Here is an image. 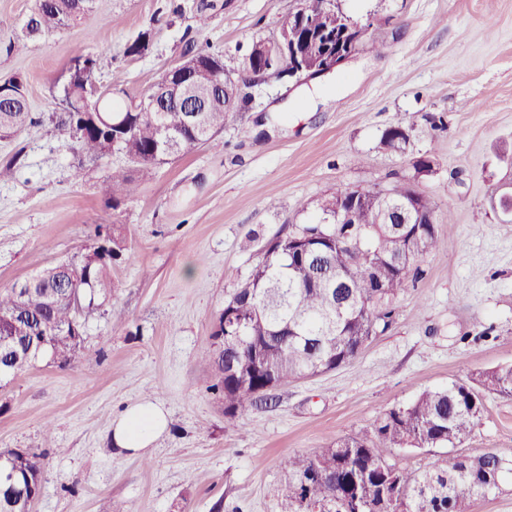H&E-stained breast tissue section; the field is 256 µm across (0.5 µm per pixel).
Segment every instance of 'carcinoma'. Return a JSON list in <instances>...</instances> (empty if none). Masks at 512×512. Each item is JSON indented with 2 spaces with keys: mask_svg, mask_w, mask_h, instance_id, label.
<instances>
[{
  "mask_svg": "<svg viewBox=\"0 0 512 512\" xmlns=\"http://www.w3.org/2000/svg\"><path fill=\"white\" fill-rule=\"evenodd\" d=\"M93 0H38L26 22L30 33L50 32L75 22ZM314 37L333 20L315 8L284 15L283 30H295L300 16ZM55 97H67L72 110L61 126L81 154L101 160L115 151L137 165L142 177L154 167L214 141L237 110L239 89L231 85L194 121L186 113L146 109L116 112L112 97L95 101L78 85L55 83ZM41 117L28 100L0 101V129L35 127ZM108 203L118 208L138 190L123 170L108 176ZM317 220L285 224L265 245L247 278L216 315L211 333L208 390L224 401V418L235 427L258 406L263 390L335 370L353 360L392 322L393 304L420 262L444 245L434 224H385L373 190L359 195L353 224H335L330 211L346 205L332 193L319 201ZM98 245L82 260L43 268L18 284L0 289V340L27 348L46 340L43 352L62 366L79 359L84 324L90 312L112 297V265L128 250L121 224H98ZM487 393L512 396V364L478 371L466 382L427 390L403 407L387 410L371 431L338 438L311 456L288 458V479L277 489L280 512H365V504L386 501L390 512H470L476 498L501 488L505 470L496 452L459 456L443 468L411 471L389 463L398 448L455 446L480 423ZM14 469L30 480L36 497L42 487L45 457L23 449L0 452V473ZM31 501L13 498L0 486V512H30Z\"/></svg>",
  "mask_w": 512,
  "mask_h": 512,
  "instance_id": "carcinoma-1",
  "label": "carcinoma"
}]
</instances>
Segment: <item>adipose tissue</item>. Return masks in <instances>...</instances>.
Wrapping results in <instances>:
<instances>
[{
  "label": "adipose tissue",
  "mask_w": 512,
  "mask_h": 512,
  "mask_svg": "<svg viewBox=\"0 0 512 512\" xmlns=\"http://www.w3.org/2000/svg\"><path fill=\"white\" fill-rule=\"evenodd\" d=\"M167 416L161 404L148 400L129 405L112 422V445L134 454L145 452L165 432Z\"/></svg>",
  "instance_id": "obj_1"
}]
</instances>
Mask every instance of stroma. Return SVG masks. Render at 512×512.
<instances>
[{
    "mask_svg": "<svg viewBox=\"0 0 512 512\" xmlns=\"http://www.w3.org/2000/svg\"><path fill=\"white\" fill-rule=\"evenodd\" d=\"M36 0H0V80L24 82L32 111L52 113L71 57L112 64L140 95L186 46L219 53L240 71L253 43L276 31L295 0H94L75 27L2 51ZM379 53L360 50L322 87L272 81L244 88L215 143L159 165L119 208L106 204L122 153L91 162L52 122L0 137V288L97 245L98 224H121L130 249L112 267L116 289L86 315L78 362L39 360L0 386V451L45 454L32 512H278L273 489L288 459L373 428L422 392L512 364V222L490 201L512 180V0H341ZM209 23L198 28L195 17ZM140 55L129 45L142 32ZM408 132L386 149V129ZM431 172L416 175L421 157ZM413 182L430 199L445 245L395 303L390 327L351 362L274 391L272 407L228 427L207 389L215 315L285 224L313 220L336 189ZM164 405L168 428L147 455L109 444L131 403ZM472 435L453 447L399 449L392 463L425 470L493 450L512 457V398L485 396Z\"/></svg>",
    "mask_w": 512,
    "mask_h": 512,
    "instance_id": "obj_1",
    "label": "stroma"
}]
</instances>
